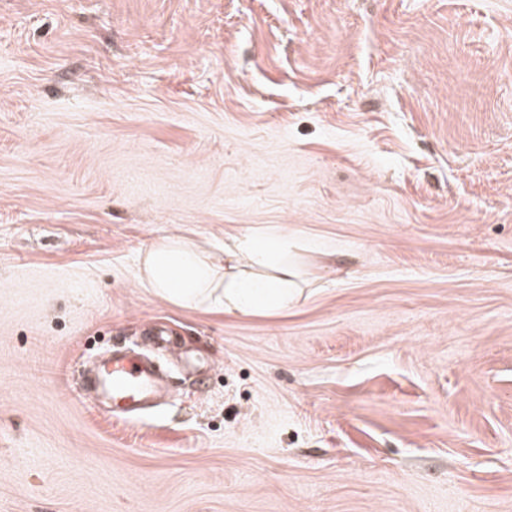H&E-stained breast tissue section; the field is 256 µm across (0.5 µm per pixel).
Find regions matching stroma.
Returning a JSON list of instances; mask_svg holds the SVG:
<instances>
[{"mask_svg":"<svg viewBox=\"0 0 512 512\" xmlns=\"http://www.w3.org/2000/svg\"><path fill=\"white\" fill-rule=\"evenodd\" d=\"M273 234L288 309L142 282ZM155 321L214 371L95 409ZM0 512H512V0H0ZM157 372L152 361L138 354L125 352L103 361L93 376L82 370L78 375V390L82 397L96 402L104 394L112 405L129 418L142 415L144 406L154 397Z\"/></svg>","mask_w":512,"mask_h":512,"instance_id":"obj_1","label":"stroma"}]
</instances>
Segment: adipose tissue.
I'll return each instance as SVG.
<instances>
[{"instance_id": "obj_1", "label": "adipose tissue", "mask_w": 512, "mask_h": 512, "mask_svg": "<svg viewBox=\"0 0 512 512\" xmlns=\"http://www.w3.org/2000/svg\"><path fill=\"white\" fill-rule=\"evenodd\" d=\"M285 242L264 247L246 238L216 255L183 236H171L143 258L147 284L167 301L207 304L244 314L283 310L298 276L284 254Z\"/></svg>"}]
</instances>
